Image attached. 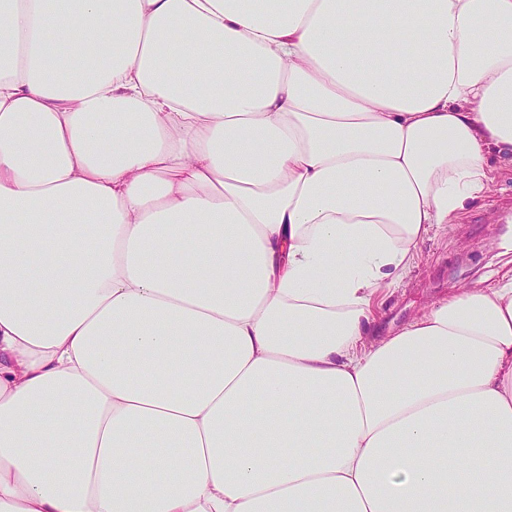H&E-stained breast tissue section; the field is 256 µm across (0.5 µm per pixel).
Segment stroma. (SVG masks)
I'll return each instance as SVG.
<instances>
[{
    "mask_svg": "<svg viewBox=\"0 0 512 512\" xmlns=\"http://www.w3.org/2000/svg\"><path fill=\"white\" fill-rule=\"evenodd\" d=\"M497 174L490 192L468 201L458 223L440 226L421 247V261L406 285L389 296L380 330L398 327L450 288L490 284L512 272V159L491 155Z\"/></svg>",
    "mask_w": 512,
    "mask_h": 512,
    "instance_id": "stroma-1",
    "label": "stroma"
}]
</instances>
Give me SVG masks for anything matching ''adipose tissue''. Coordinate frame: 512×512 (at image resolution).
<instances>
[{
	"instance_id": "1",
	"label": "adipose tissue",
	"mask_w": 512,
	"mask_h": 512,
	"mask_svg": "<svg viewBox=\"0 0 512 512\" xmlns=\"http://www.w3.org/2000/svg\"><path fill=\"white\" fill-rule=\"evenodd\" d=\"M493 150L512 0H0V512H512ZM490 167L497 174L490 192L466 203L459 224L434 230L422 245L421 261L407 284L385 300L378 322L381 334L406 323L430 303L448 297L453 286L491 284L511 274V155L492 154Z\"/></svg>"
}]
</instances>
